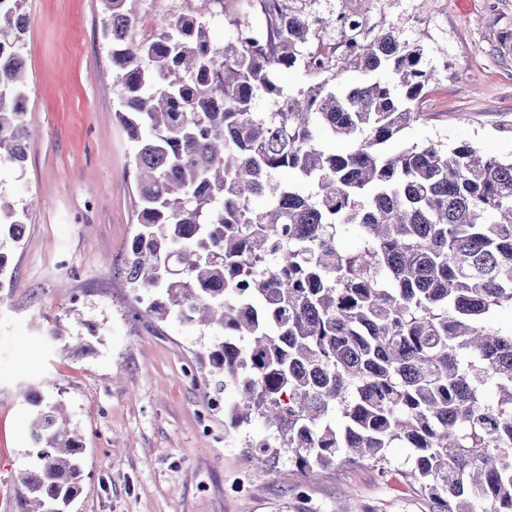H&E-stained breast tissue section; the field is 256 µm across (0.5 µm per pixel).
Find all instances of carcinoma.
I'll return each mask as SVG.
<instances>
[{
  "label": "carcinoma",
  "instance_id": "cac0c4a2",
  "mask_svg": "<svg viewBox=\"0 0 512 512\" xmlns=\"http://www.w3.org/2000/svg\"><path fill=\"white\" fill-rule=\"evenodd\" d=\"M135 2L103 0L104 36L136 172L122 277L155 296L146 316L222 336L209 373L238 394L232 427L265 426L257 462L286 449L314 474L409 448L434 512H512V330L489 323L512 311V159L398 142L435 76L393 27L336 60L291 0H257L221 46L193 11L141 33ZM24 32L21 0H0V49ZM298 68L311 82L286 97L278 75ZM26 101L17 55L0 62V166L26 161ZM26 221L0 199V240ZM24 397L21 508L68 512L82 435Z\"/></svg>",
  "mask_w": 512,
  "mask_h": 512
}]
</instances>
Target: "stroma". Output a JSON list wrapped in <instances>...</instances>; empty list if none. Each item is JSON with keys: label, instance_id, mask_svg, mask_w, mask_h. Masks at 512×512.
Wrapping results in <instances>:
<instances>
[{"label": "stroma", "instance_id": "stroma-1", "mask_svg": "<svg viewBox=\"0 0 512 512\" xmlns=\"http://www.w3.org/2000/svg\"><path fill=\"white\" fill-rule=\"evenodd\" d=\"M207 7L223 43L254 22V0H141L140 19L161 24L173 5ZM27 121L33 133L20 168L0 169V194L28 209L0 278V512H21L30 458L28 387L63 401L84 437V484L70 512H432L408 478V451L391 465L337 463L306 479L280 457L252 463L259 423L232 429L234 389L214 393L189 369L214 336L144 315L121 268L135 233L131 143L113 118L117 88L103 37L102 0H23ZM328 21L327 46L345 35L342 13L369 36L395 25L421 46L435 81L419 104L425 121L402 133L453 146L471 141L512 158V0H294ZM66 267H58L59 258ZM83 336L90 352L41 344L43 330ZM220 401L212 408L211 399Z\"/></svg>", "mask_w": 512, "mask_h": 512}]
</instances>
